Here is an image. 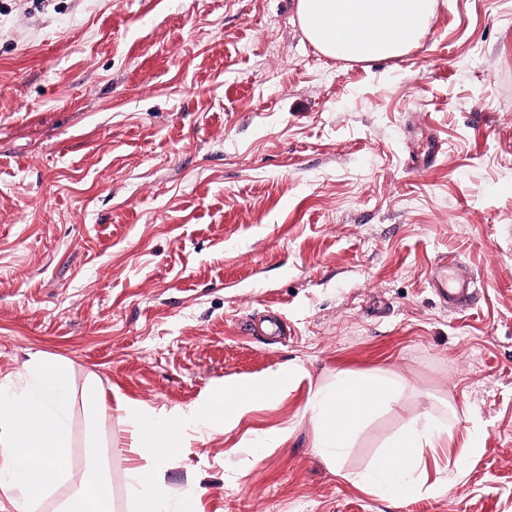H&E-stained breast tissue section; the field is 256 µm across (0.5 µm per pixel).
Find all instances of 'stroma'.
<instances>
[{
	"label": "stroma",
	"instance_id": "1",
	"mask_svg": "<svg viewBox=\"0 0 512 512\" xmlns=\"http://www.w3.org/2000/svg\"><path fill=\"white\" fill-rule=\"evenodd\" d=\"M294 12L0 0V379L44 352L75 389L170 408L295 363L286 399L167 462L173 493L200 490L198 512H512V0H439L418 48L369 63L321 54ZM440 256L476 279L470 305L430 286ZM270 311L286 339L249 329ZM339 372L404 393L332 468L308 405ZM415 416L448 431L420 493L349 481ZM123 428L75 407L73 464ZM272 428L283 445L251 446Z\"/></svg>",
	"mask_w": 512,
	"mask_h": 512
}]
</instances>
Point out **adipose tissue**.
Returning <instances> with one entry per match:
<instances>
[{
  "label": "adipose tissue",
  "mask_w": 512,
  "mask_h": 512,
  "mask_svg": "<svg viewBox=\"0 0 512 512\" xmlns=\"http://www.w3.org/2000/svg\"><path fill=\"white\" fill-rule=\"evenodd\" d=\"M437 0H296L300 29L325 56L348 62L393 59L417 47L436 12ZM296 365L225 379L188 406L155 409L134 400L112 403L95 383L75 396L66 364L44 353L31 355L23 374L0 379V490L14 512H34L45 494L72 486L59 512H113L108 460L124 455L135 512H195V493L172 495L164 478L167 461L203 435L234 428L267 400L288 395ZM99 413L118 408L127 441H107L94 465L74 467L70 430L76 399ZM400 398L395 377L339 374L317 387L311 402L312 446L328 464L350 447L363 418ZM443 433L430 420L412 419L369 471L352 482L381 495L406 499L420 491L422 451Z\"/></svg>",
  "instance_id": "ef3b65f1"
}]
</instances>
